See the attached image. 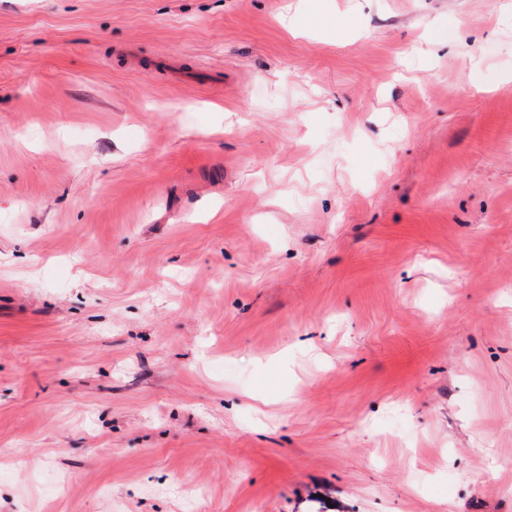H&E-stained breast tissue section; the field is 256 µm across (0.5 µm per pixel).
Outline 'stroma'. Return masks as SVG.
<instances>
[{
	"instance_id": "1",
	"label": "stroma",
	"mask_w": 512,
	"mask_h": 512,
	"mask_svg": "<svg viewBox=\"0 0 512 512\" xmlns=\"http://www.w3.org/2000/svg\"><path fill=\"white\" fill-rule=\"evenodd\" d=\"M512 512V0H0V512Z\"/></svg>"
}]
</instances>
